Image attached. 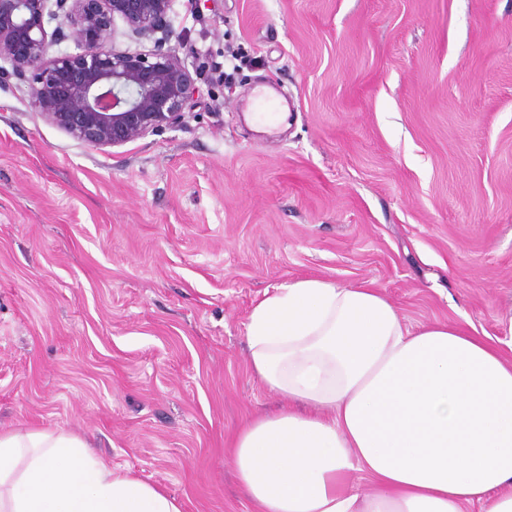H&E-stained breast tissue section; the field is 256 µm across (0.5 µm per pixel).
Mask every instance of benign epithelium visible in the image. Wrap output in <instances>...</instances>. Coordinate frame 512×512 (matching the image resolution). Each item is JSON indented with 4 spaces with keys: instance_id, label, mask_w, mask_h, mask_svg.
<instances>
[{
    "instance_id": "obj_1",
    "label": "benign epithelium",
    "mask_w": 512,
    "mask_h": 512,
    "mask_svg": "<svg viewBox=\"0 0 512 512\" xmlns=\"http://www.w3.org/2000/svg\"><path fill=\"white\" fill-rule=\"evenodd\" d=\"M175 0H0V60L48 122L87 147H122L181 124L197 78L169 46ZM57 21L47 32L45 19ZM148 50L115 46L116 20ZM71 38L80 52L53 54Z\"/></svg>"
}]
</instances>
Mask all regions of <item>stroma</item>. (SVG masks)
Here are the masks:
<instances>
[{
  "instance_id": "1",
  "label": "stroma",
  "mask_w": 512,
  "mask_h": 512,
  "mask_svg": "<svg viewBox=\"0 0 512 512\" xmlns=\"http://www.w3.org/2000/svg\"><path fill=\"white\" fill-rule=\"evenodd\" d=\"M174 29L199 93L119 148L0 79V432L251 512L226 449L282 404L250 365L266 291L367 282L512 360V0H176ZM259 86L277 133L245 120Z\"/></svg>"
}]
</instances>
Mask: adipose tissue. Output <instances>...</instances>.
<instances>
[{
    "instance_id": "obj_1",
    "label": "adipose tissue",
    "mask_w": 512,
    "mask_h": 512,
    "mask_svg": "<svg viewBox=\"0 0 512 512\" xmlns=\"http://www.w3.org/2000/svg\"><path fill=\"white\" fill-rule=\"evenodd\" d=\"M247 337L284 401L228 449L254 512H512V362L463 325L414 328L375 288L303 277L266 292ZM0 512L182 508L80 437L42 430L0 433Z\"/></svg>"
}]
</instances>
